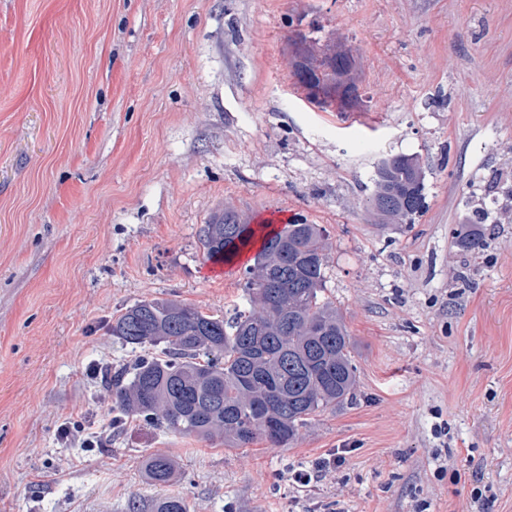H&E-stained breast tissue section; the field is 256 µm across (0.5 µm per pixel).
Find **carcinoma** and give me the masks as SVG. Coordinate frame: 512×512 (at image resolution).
<instances>
[{
  "label": "carcinoma",
  "mask_w": 512,
  "mask_h": 512,
  "mask_svg": "<svg viewBox=\"0 0 512 512\" xmlns=\"http://www.w3.org/2000/svg\"><path fill=\"white\" fill-rule=\"evenodd\" d=\"M292 65L309 98L340 107L357 98L355 61L343 46L321 48L302 37ZM419 159L384 158L366 203L386 199L380 224L402 214L412 221L424 207ZM454 244L478 254L483 237L473 224L453 232ZM199 242L206 259L230 264L257 247L244 267L247 307L233 317L211 315L177 299L140 301L112 322V335L133 348L158 347L131 370L106 377L119 425L135 419L180 435L224 441L247 448L264 439L285 447L309 420L331 405L354 398L356 367L351 341L336 304L325 296L327 236L319 224L288 223L265 231L238 222L224 211L218 224H205ZM146 480L169 486L177 463L165 454L142 461ZM148 512H190L186 500L164 495Z\"/></svg>",
  "instance_id": "carcinoma-1"
}]
</instances>
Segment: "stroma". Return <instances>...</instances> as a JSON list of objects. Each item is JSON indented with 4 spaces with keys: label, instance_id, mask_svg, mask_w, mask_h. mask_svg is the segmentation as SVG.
<instances>
[{
    "label": "stroma",
    "instance_id": "obj_1",
    "mask_svg": "<svg viewBox=\"0 0 512 512\" xmlns=\"http://www.w3.org/2000/svg\"><path fill=\"white\" fill-rule=\"evenodd\" d=\"M356 61L351 116L308 99L297 36ZM419 158L425 207L375 224L378 162ZM232 206L328 231L352 402L297 442L227 448L138 421L103 447L95 366L142 300L228 317L243 263L198 232ZM485 246L457 249L475 211ZM344 451L302 487L290 476ZM177 458L167 488L145 456ZM512 512V0H0V512Z\"/></svg>",
    "mask_w": 512,
    "mask_h": 512
}]
</instances>
